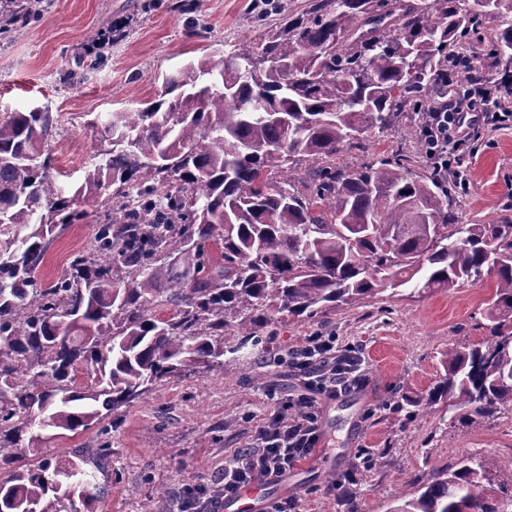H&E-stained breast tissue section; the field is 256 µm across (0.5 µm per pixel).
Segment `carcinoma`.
<instances>
[{
  "label": "carcinoma",
  "mask_w": 512,
  "mask_h": 512,
  "mask_svg": "<svg viewBox=\"0 0 512 512\" xmlns=\"http://www.w3.org/2000/svg\"><path fill=\"white\" fill-rule=\"evenodd\" d=\"M319 0L263 41L166 75L157 99L113 112L74 200L101 205L70 275L37 279L81 212L62 197L46 108L0 118V512H92L104 492L81 456L24 462L48 428L116 427L112 412L167 378L224 373L290 321L496 276L487 336L444 353L423 403L475 425L512 415V224H466L464 185L416 172L429 95L512 89V0ZM42 0H0V23ZM499 19L480 56L463 40ZM416 140L352 170L336 155L366 133ZM111 194H106L110 187ZM85 375L88 382L77 381ZM109 425H104V421ZM391 512H503L512 463L471 453Z\"/></svg>",
  "instance_id": "obj_1"
}]
</instances>
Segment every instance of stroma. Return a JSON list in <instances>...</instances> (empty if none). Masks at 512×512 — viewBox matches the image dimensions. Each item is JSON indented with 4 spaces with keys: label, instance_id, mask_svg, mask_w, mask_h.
Segmentation results:
<instances>
[{
    "label": "stroma",
    "instance_id": "stroma-1",
    "mask_svg": "<svg viewBox=\"0 0 512 512\" xmlns=\"http://www.w3.org/2000/svg\"><path fill=\"white\" fill-rule=\"evenodd\" d=\"M316 0H49L34 20L0 35V116L48 108L56 120L49 144L58 181L73 190L100 148L90 123L109 112H135L154 99L163 75L206 54H229L243 40H259ZM111 30L104 67L72 82L96 33ZM477 155L463 164L468 187L460 212L469 224L512 221V128L481 132ZM50 245L42 283L70 274L73 253L89 245L99 222L95 204ZM493 275L432 293L403 292L364 306L340 308L307 323L281 326L263 353L226 373L200 368L172 378L116 413L110 453L97 465L96 429L51 437L26 451L78 454L96 466L107 492L93 512H158L176 508L183 484L220 475L225 460L252 442L254 426L273 414L276 401L294 395L298 382L283 361L308 336H336L355 347L368 377L360 390L322 398L320 440L313 456L266 488L267 496L296 497L301 512H391L409 483L463 456L481 454L491 469L512 463V419L450 426L422 410L421 400L443 371L448 346L479 340L481 312L495 289ZM378 460L346 491L331 477L352 472L363 454ZM166 498H158V490Z\"/></svg>",
    "mask_w": 512,
    "mask_h": 512
}]
</instances>
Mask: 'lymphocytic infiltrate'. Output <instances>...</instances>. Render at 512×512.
I'll use <instances>...</instances> for the list:
<instances>
[{"label": "lymphocytic infiltrate", "instance_id": "lymphocytic-infiltrate-1", "mask_svg": "<svg viewBox=\"0 0 512 512\" xmlns=\"http://www.w3.org/2000/svg\"><path fill=\"white\" fill-rule=\"evenodd\" d=\"M511 124V112L488 111L475 94L440 103L424 115L425 148L436 173L447 176L449 159L456 152L474 151L480 126L498 129ZM285 361L289 374L304 380L305 393L292 405H279L259 423L250 447L226 462L207 494L184 512H220L245 487L280 482L319 441L320 397L333 398L367 382L359 358L345 355L332 336L308 337L288 350Z\"/></svg>", "mask_w": 512, "mask_h": 512}]
</instances>
